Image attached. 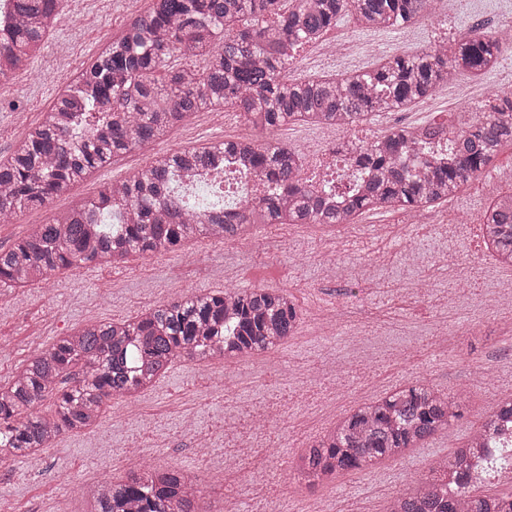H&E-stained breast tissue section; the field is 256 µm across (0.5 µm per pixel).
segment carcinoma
<instances>
[{
	"label": "carcinoma",
	"instance_id": "1",
	"mask_svg": "<svg viewBox=\"0 0 512 512\" xmlns=\"http://www.w3.org/2000/svg\"><path fill=\"white\" fill-rule=\"evenodd\" d=\"M58 0H13L12 35L0 44V79L21 70L53 30ZM430 0H152L87 64L11 154L0 160V221L41 208L112 159L151 145L202 110L230 107L265 136L292 121L365 124L429 97L458 74L490 73L502 40L481 31L376 68L339 78L290 80V51L314 40L349 12L365 28L414 22ZM196 63L183 65L186 55ZM164 73L162 80L155 74ZM512 144V112L502 105L465 123L388 129L346 150L363 176L348 202L330 207L299 178L302 155L250 137L158 156L93 199L34 224L0 250V286L27 288L55 272L108 265L130 254L166 255L202 235L247 241L257 224H350L365 211L409 210L453 198ZM233 155L275 185L252 208L184 207L173 176L212 170ZM483 239L512 267V205L501 199L482 218ZM302 312L280 289H227L180 295L133 319L90 323L57 338L0 385V463L48 447L65 432L96 425L110 401L154 385L176 357L244 360L296 335ZM49 397L53 407H38ZM457 393L417 380L350 410L303 449L296 470L309 486L398 458L461 416ZM512 420V398L496 401L452 458L433 476L393 498L389 512H512V496L473 494L470 462L499 425ZM94 512H203L199 478L140 463L126 481L90 489Z\"/></svg>",
	"mask_w": 512,
	"mask_h": 512
}]
</instances>
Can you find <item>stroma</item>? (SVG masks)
I'll list each match as a JSON object with an SVG mask.
<instances>
[{"label":"stroma","instance_id":"35a3bbf8","mask_svg":"<svg viewBox=\"0 0 512 512\" xmlns=\"http://www.w3.org/2000/svg\"><path fill=\"white\" fill-rule=\"evenodd\" d=\"M129 0H61L57 25L33 63L0 82V159L28 126L37 123L78 63L88 61L119 30ZM436 21L425 15L391 31L361 27L354 16L336 26L370 49L352 61L375 68L393 54H416L431 45ZM458 104L445 87L401 112L368 123L370 134L394 126L456 118ZM245 120L221 125L217 112H199L173 128L162 142L116 157L94 170L66 195L0 224V248L30 225L42 224L75 202L94 198L104 184L133 175L167 152L253 136ZM512 190V145L498 154L489 173L470 180L444 207L419 223L402 226L396 216L367 211L355 224L326 237L314 225L292 224L267 244L212 249L206 238L164 256L132 255L121 264L88 265L51 275L47 285L0 287V384L17 366L54 339L90 321L132 318L145 307L178 294L232 288H278L305 314L296 337L250 361L200 363L176 358L146 392L134 396V413L111 402L95 428L58 437L37 455L0 465V507L5 512H89L71 485L124 481L130 449H140L154 468L194 472L206 512H387L394 494L429 476L471 435L496 399L512 393V310L495 308L508 288L484 265L481 215L487 186ZM372 261L365 278L326 275L322 254ZM461 262L448 275V258ZM338 316L335 330L318 333L320 313ZM424 379L452 392L470 390L461 417L403 458L346 472L307 489L277 472L243 482L226 502L224 468L233 452L224 431L233 411L259 404L284 410L282 421L258 433L277 464L291 462L308 443L357 404Z\"/></svg>","mask_w":512,"mask_h":512}]
</instances>
